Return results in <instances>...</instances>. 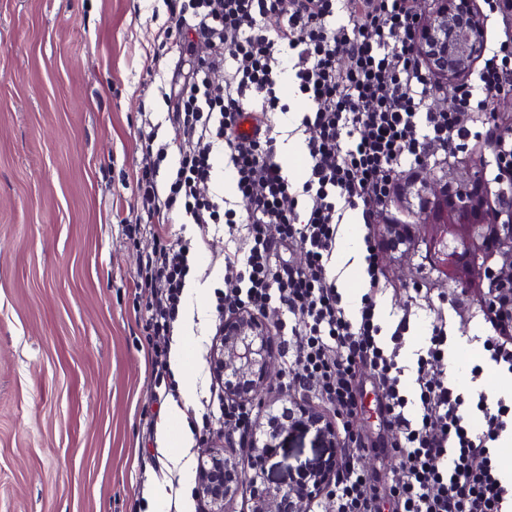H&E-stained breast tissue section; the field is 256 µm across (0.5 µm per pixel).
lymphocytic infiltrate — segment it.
<instances>
[{"instance_id": "lymphocytic-infiltrate-1", "label": "lymphocytic infiltrate", "mask_w": 512, "mask_h": 512, "mask_svg": "<svg viewBox=\"0 0 512 512\" xmlns=\"http://www.w3.org/2000/svg\"><path fill=\"white\" fill-rule=\"evenodd\" d=\"M417 8L418 0H181L178 33L203 39L211 53L165 97L169 140L153 129L141 135L145 165L136 188L154 247L141 257L135 285L151 293V374L175 394L169 339L195 249L173 227L193 224L205 234L223 226L234 247L224 253L216 311L280 312L275 334L290 386L332 410L344 434L328 501L314 503V512H512V485L495 453L512 429V399L492 405L484 393H463L433 373L448 354L442 318L432 322L413 368L401 365L412 313L403 311L383 336L375 298L387 285L372 237L364 239L369 288L356 309L347 308L329 269L347 211L374 223L392 202L402 162L432 148L451 150L470 134L463 115L486 111L492 93L512 88L508 38L483 57L477 84L456 87L453 110L430 108L442 88L414 52ZM341 12L346 21H337ZM275 15L281 23L268 28ZM286 77L309 104L298 126L309 159L299 184L279 161L289 137L278 120L289 110L280 92ZM246 112L254 120L249 134L239 129ZM173 145L185 152L158 182L155 170ZM221 154L233 167L237 195L252 203L246 215L210 189ZM269 224L277 236L265 234ZM365 374L390 431L379 444L350 430ZM380 454L397 457L395 484L356 464Z\"/></svg>"}]
</instances>
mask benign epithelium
<instances>
[{
	"instance_id": "7a95c632",
	"label": "benign epithelium",
	"mask_w": 512,
	"mask_h": 512,
	"mask_svg": "<svg viewBox=\"0 0 512 512\" xmlns=\"http://www.w3.org/2000/svg\"><path fill=\"white\" fill-rule=\"evenodd\" d=\"M415 44V52L432 76L448 84L444 103L453 101L454 82L466 77L486 44L484 18L475 0H429ZM494 142L489 146L495 166L512 170V153L502 145L512 140V123L502 125L491 113ZM484 165L461 168L437 178L422 167L418 215L423 224H436L440 231L421 239L425 249L436 254L448 277L467 270L478 279L477 301L489 312L504 334H512V180H497L491 187L483 175ZM411 224L386 225L392 245L411 236ZM276 341L268 323L250 310L224 318L219 345L213 358L224 376V397L248 401L257 413H267L266 439L252 434L248 446L227 453L221 443L210 447L208 460L198 472L197 494L207 501V512H231L230 506L244 485L250 488V512H309L312 501L332 482L336 449L343 441L336 425L312 405L284 392L282 411H269L266 391L276 378ZM315 427L332 460L312 472L302 483L283 488L261 482L267 462L276 455V440L285 432Z\"/></svg>"
}]
</instances>
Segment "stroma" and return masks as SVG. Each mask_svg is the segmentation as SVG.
Listing matches in <instances>:
<instances>
[{"mask_svg": "<svg viewBox=\"0 0 512 512\" xmlns=\"http://www.w3.org/2000/svg\"><path fill=\"white\" fill-rule=\"evenodd\" d=\"M172 0H0V512H151L149 481L162 476L164 512L196 497L200 436L172 462L142 439L146 416L164 417V383L145 359L150 294L134 286L153 238L130 231L140 212L144 117L167 138L160 88L208 51L162 40ZM223 231L195 258L184 316H196L184 374L191 408L217 382L214 290L224 278ZM391 287L378 295L390 331L414 316L401 351L414 358L432 321L448 326L439 372L473 391L470 362L484 368L489 401L505 378L482 353L489 326L474 297L441 279L413 243L380 251ZM154 455L156 465L141 459ZM317 434L281 439L272 484L301 482L327 458Z\"/></svg>", "mask_w": 512, "mask_h": 512, "instance_id": "stroma-1", "label": "stroma"}]
</instances>
